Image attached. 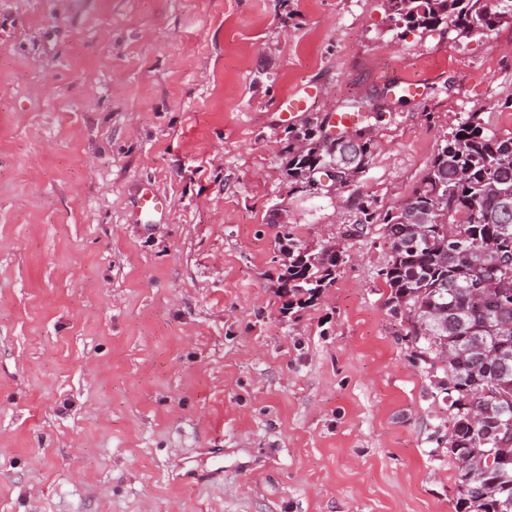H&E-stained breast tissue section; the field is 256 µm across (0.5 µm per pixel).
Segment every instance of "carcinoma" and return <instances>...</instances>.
I'll return each instance as SVG.
<instances>
[{"label":"carcinoma","instance_id":"obj_1","mask_svg":"<svg viewBox=\"0 0 512 512\" xmlns=\"http://www.w3.org/2000/svg\"><path fill=\"white\" fill-rule=\"evenodd\" d=\"M393 19L413 29L451 27L484 36L512 0H387ZM325 121L288 132V181L305 189L336 163L346 186L371 161L374 141H321ZM512 132L495 133L472 112L443 139L420 183L400 204L377 212L358 203L359 224H384L390 261L381 276L390 310L407 312L418 359L448 397V457L459 499L472 512H512ZM280 289L293 309L315 299L343 263L333 244L310 251L293 233ZM478 472L463 480L462 464Z\"/></svg>","mask_w":512,"mask_h":512}]
</instances>
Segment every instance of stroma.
<instances>
[{"label": "stroma", "mask_w": 512, "mask_h": 512, "mask_svg": "<svg viewBox=\"0 0 512 512\" xmlns=\"http://www.w3.org/2000/svg\"><path fill=\"white\" fill-rule=\"evenodd\" d=\"M353 100L371 162L293 190L289 131ZM469 112L512 131V21L486 40L402 34L385 0H0V512H467L383 227L353 221ZM148 183L163 223L136 221ZM287 229L344 258L290 311Z\"/></svg>", "instance_id": "35a3bbf8"}]
</instances>
